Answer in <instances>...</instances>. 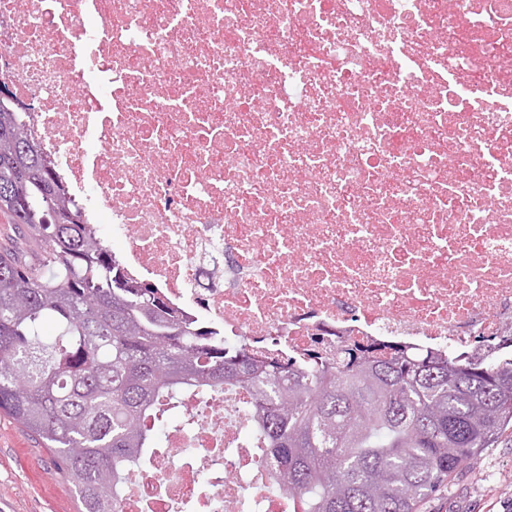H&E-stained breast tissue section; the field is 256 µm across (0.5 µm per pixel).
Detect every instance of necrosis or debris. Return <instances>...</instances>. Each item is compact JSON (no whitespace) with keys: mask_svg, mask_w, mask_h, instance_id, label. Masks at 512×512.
I'll list each match as a JSON object with an SVG mask.
<instances>
[{"mask_svg":"<svg viewBox=\"0 0 512 512\" xmlns=\"http://www.w3.org/2000/svg\"><path fill=\"white\" fill-rule=\"evenodd\" d=\"M0 80L128 277L224 343L512 345V0H0ZM122 512H293L186 396Z\"/></svg>","mask_w":512,"mask_h":512,"instance_id":"1","label":"necrosis or debris"}]
</instances>
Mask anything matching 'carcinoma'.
<instances>
[{
	"label": "carcinoma",
	"mask_w": 512,
	"mask_h": 512,
	"mask_svg": "<svg viewBox=\"0 0 512 512\" xmlns=\"http://www.w3.org/2000/svg\"><path fill=\"white\" fill-rule=\"evenodd\" d=\"M0 415L42 440L78 512H119L186 394L245 389L260 463L301 512H420L512 429V357L392 346L259 358L129 278L0 97ZM51 324L55 335L44 340Z\"/></svg>",
	"instance_id": "carcinoma-1"
}]
</instances>
